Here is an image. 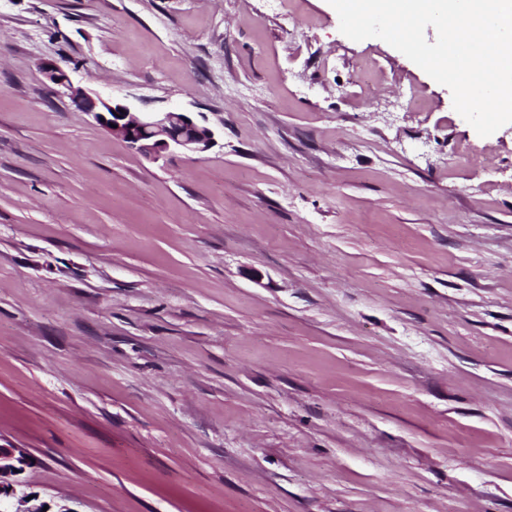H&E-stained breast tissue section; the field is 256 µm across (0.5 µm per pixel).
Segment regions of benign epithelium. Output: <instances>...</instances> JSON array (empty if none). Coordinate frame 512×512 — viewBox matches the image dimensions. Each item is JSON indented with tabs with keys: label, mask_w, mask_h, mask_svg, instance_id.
I'll return each mask as SVG.
<instances>
[{
	"label": "benign epithelium",
	"mask_w": 512,
	"mask_h": 512,
	"mask_svg": "<svg viewBox=\"0 0 512 512\" xmlns=\"http://www.w3.org/2000/svg\"><path fill=\"white\" fill-rule=\"evenodd\" d=\"M44 71L56 86L55 92L68 96L79 111L94 114L112 137L146 156L204 152L216 143L215 132L188 112H137L120 100H104L74 86L66 71L55 63L46 64ZM28 464L23 450L0 446V512H77L66 504L46 510V503L26 493L14 476Z\"/></svg>",
	"instance_id": "obj_1"
}]
</instances>
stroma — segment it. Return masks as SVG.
<instances>
[{"label": "stroma", "instance_id": "stroma-1", "mask_svg": "<svg viewBox=\"0 0 512 512\" xmlns=\"http://www.w3.org/2000/svg\"><path fill=\"white\" fill-rule=\"evenodd\" d=\"M0 445L75 512H512V123L328 0H0ZM54 92L67 95L80 112H90L113 138L153 157L168 153H198L216 143L215 132L188 112H137L120 100H104L75 87L66 71L56 63L44 67ZM117 125V128L110 126Z\"/></svg>", "mask_w": 512, "mask_h": 512}]
</instances>
